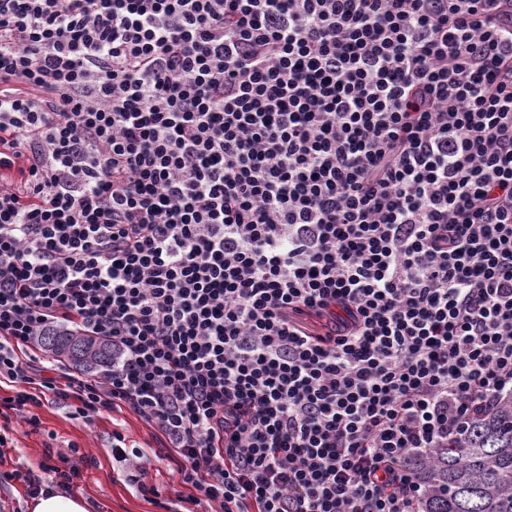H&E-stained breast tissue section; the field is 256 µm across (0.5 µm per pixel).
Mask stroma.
Segmentation results:
<instances>
[{"label":"stroma","instance_id":"stroma-1","mask_svg":"<svg viewBox=\"0 0 512 512\" xmlns=\"http://www.w3.org/2000/svg\"><path fill=\"white\" fill-rule=\"evenodd\" d=\"M39 414L41 424L36 428L16 418L9 420L13 445L0 447V470L23 467L33 471L42 484H49L50 478L41 467L44 448L63 452L74 444L85 459L71 492L87 498L91 512H185L184 503L172 496L161 507L145 501L122 478L125 465L112 456V433L116 430L145 454L151 483L165 489L171 481L167 451L160 448L154 429L141 419L128 412H115L89 423L74 417L66 404L53 400Z\"/></svg>","mask_w":512,"mask_h":512}]
</instances>
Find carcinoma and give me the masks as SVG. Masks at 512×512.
Returning <instances> with one entry per match:
<instances>
[{
    "mask_svg": "<svg viewBox=\"0 0 512 512\" xmlns=\"http://www.w3.org/2000/svg\"><path fill=\"white\" fill-rule=\"evenodd\" d=\"M42 345L92 368L110 356L103 337L45 336ZM422 484V512H512V396L479 412L463 441L412 461Z\"/></svg>",
    "mask_w": 512,
    "mask_h": 512,
    "instance_id": "carcinoma-1",
    "label": "carcinoma"
}]
</instances>
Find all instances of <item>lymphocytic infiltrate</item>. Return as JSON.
Wrapping results in <instances>:
<instances>
[{"instance_id": "1", "label": "lymphocytic infiltrate", "mask_w": 512, "mask_h": 512, "mask_svg": "<svg viewBox=\"0 0 512 512\" xmlns=\"http://www.w3.org/2000/svg\"><path fill=\"white\" fill-rule=\"evenodd\" d=\"M0 385L188 512H421L512 394V0H0ZM41 343L52 354L89 369L105 360L111 352V346L103 337L44 336Z\"/></svg>"}]
</instances>
